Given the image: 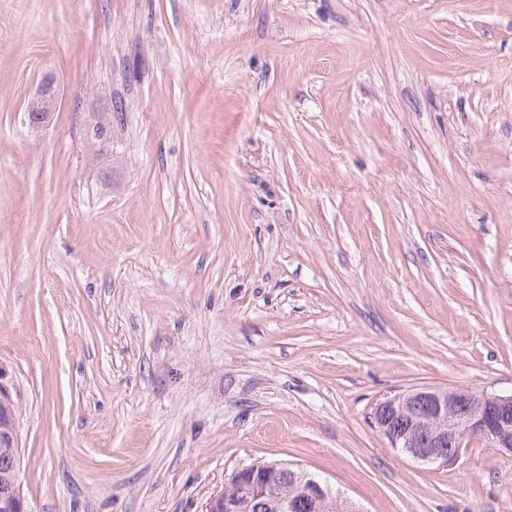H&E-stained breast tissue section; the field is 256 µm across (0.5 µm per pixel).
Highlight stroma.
<instances>
[{"mask_svg":"<svg viewBox=\"0 0 512 512\" xmlns=\"http://www.w3.org/2000/svg\"><path fill=\"white\" fill-rule=\"evenodd\" d=\"M0 362L31 512H203L270 460L512 512L511 457L372 423L512 393V0H0ZM125 104L122 100L111 99L110 103L102 108L99 118L96 119L94 124V131L91 136L88 135V130H85L86 139L97 147V152L101 155L112 156L114 152V141L112 143V126L115 123H121L125 112ZM107 128V132L104 130ZM407 428L402 429L407 420ZM375 426L398 454L432 471L453 467L475 439L512 456V393L417 387L375 405Z\"/></svg>","mask_w":512,"mask_h":512,"instance_id":"obj_1","label":"stroma"}]
</instances>
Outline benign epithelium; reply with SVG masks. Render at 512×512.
<instances>
[{
  "label": "benign epithelium",
  "instance_id": "7a95c632",
  "mask_svg": "<svg viewBox=\"0 0 512 512\" xmlns=\"http://www.w3.org/2000/svg\"><path fill=\"white\" fill-rule=\"evenodd\" d=\"M18 394L14 372L0 362V398L13 401ZM402 416L409 421L405 429H396L392 420ZM375 426L398 454L432 471H446L454 466L475 439L512 456V393H476L464 388L417 387L386 398L375 405ZM20 414H0V438L11 447H19ZM231 482L237 489L233 496L213 495L205 512H239L244 500L263 499L280 509L290 498H301L310 512H323L330 501L344 502L350 512H366L356 503L336 494L318 475L303 467L293 472L289 495L279 485L277 465L252 464L233 473ZM8 512H30L28 503L16 484L0 496Z\"/></svg>",
  "mask_w": 512,
  "mask_h": 512
}]
</instances>
